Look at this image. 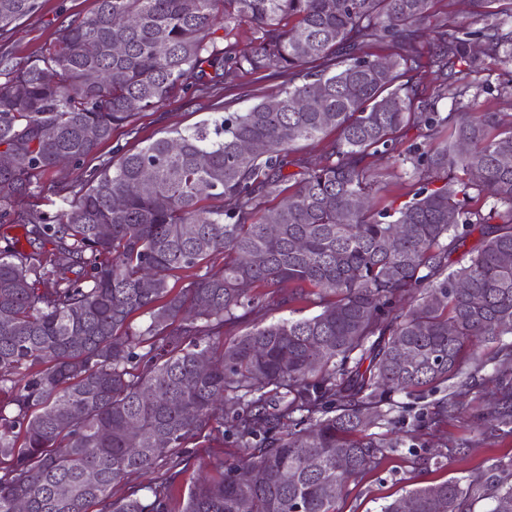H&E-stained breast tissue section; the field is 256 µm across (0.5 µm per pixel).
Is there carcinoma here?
I'll list each match as a JSON object with an SVG mask.
<instances>
[{
	"label": "carcinoma",
	"mask_w": 512,
	"mask_h": 512,
	"mask_svg": "<svg viewBox=\"0 0 512 512\" xmlns=\"http://www.w3.org/2000/svg\"><path fill=\"white\" fill-rule=\"evenodd\" d=\"M433 2L97 0L41 55L0 58V152L14 157L0 168V228H22L33 246L0 234V512L18 499L27 512H335L349 483L402 447L366 432L392 393L467 385L474 341L498 340L512 358L501 341L512 335V263L502 261L512 255V165L501 163L512 159V121L422 99L426 72L463 98L462 76L485 59L512 62V30L498 22L512 0H469L486 21L474 31L452 16L430 24ZM37 6L0 0V31ZM243 23L249 52L233 42ZM371 42L391 57L370 58ZM243 73L288 82L242 112L113 147L84 179L52 190L53 210L24 205L45 194L59 160L84 164L135 112ZM415 126L433 146L397 152ZM328 131L337 138L318 163L293 155ZM381 162L409 166L396 207L370 202ZM472 190L492 203L473 204ZM475 228L480 246L448 271ZM179 272L189 281L177 289ZM299 304L319 312L259 321ZM136 314L149 322L133 324ZM489 382L483 434L512 433V375ZM456 410L439 400L428 422ZM226 426L244 455L212 462L218 479L182 480L196 465L189 445L224 442ZM147 473L145 486L112 498ZM486 495L490 512H512L501 476L487 478ZM408 497L416 512H473L476 501L446 480L381 512H401Z\"/></svg>",
	"instance_id": "carcinoma-1"
}]
</instances>
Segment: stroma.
<instances>
[{"label":"stroma","mask_w":512,"mask_h":512,"mask_svg":"<svg viewBox=\"0 0 512 512\" xmlns=\"http://www.w3.org/2000/svg\"><path fill=\"white\" fill-rule=\"evenodd\" d=\"M95 0H39L38 9L9 31L0 33V56L24 61L40 54L72 20L90 14ZM281 80L259 79L244 74L232 89L214 87L194 94H177L156 110L135 113L129 125L117 127L110 141L101 144L85 167L108 157L114 145L134 148L161 136L168 129H187L213 112L241 111L262 98L276 95ZM85 167L66 166L50 173L58 183L80 180ZM498 345L484 342L464 355V371L476 372L470 392L461 397L462 413L439 426H428L424 418L429 406L448 395L447 385L425 393H396L383 405L381 418L368 428L372 434L399 435L406 445L391 453L375 470L349 484L336 500V512H380L387 501L397 498L415 484L439 483L449 479L462 485L481 486L487 476L503 471L512 474V435L489 440L475 428L478 416L489 407L492 396L487 379L496 371L512 369V362L497 355Z\"/></svg>","instance_id":"obj_1"}]
</instances>
